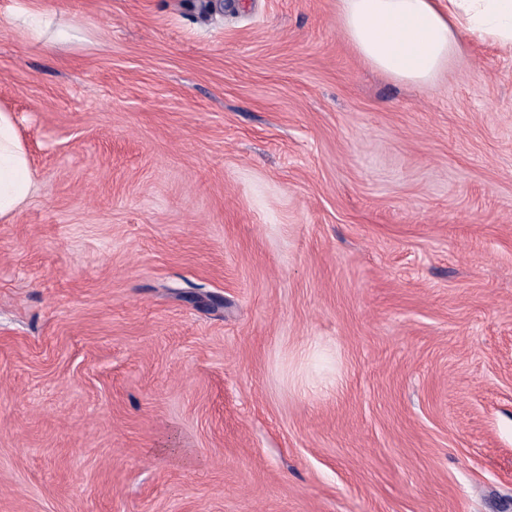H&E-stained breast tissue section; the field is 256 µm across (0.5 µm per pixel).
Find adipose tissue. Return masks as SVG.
Wrapping results in <instances>:
<instances>
[{
  "instance_id": "ef3b65f1",
  "label": "adipose tissue",
  "mask_w": 512,
  "mask_h": 512,
  "mask_svg": "<svg viewBox=\"0 0 512 512\" xmlns=\"http://www.w3.org/2000/svg\"><path fill=\"white\" fill-rule=\"evenodd\" d=\"M33 41L46 33L55 40L69 37L53 29V19L25 0L10 11ZM341 21L350 40L373 67L415 85L427 84L448 62L458 30L512 47V0H341ZM28 150L14 116L0 108V220L12 217L34 192Z\"/></svg>"
}]
</instances>
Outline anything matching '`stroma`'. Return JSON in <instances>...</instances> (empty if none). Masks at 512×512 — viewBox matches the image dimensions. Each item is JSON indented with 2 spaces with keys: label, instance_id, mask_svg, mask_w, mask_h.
I'll list each match as a JSON object with an SVG mask.
<instances>
[{
  "label": "stroma",
  "instance_id": "1",
  "mask_svg": "<svg viewBox=\"0 0 512 512\" xmlns=\"http://www.w3.org/2000/svg\"><path fill=\"white\" fill-rule=\"evenodd\" d=\"M0 0V512H512V49L425 86L339 0ZM9 17L12 23L21 24L30 39L36 42L44 38L53 23L50 14L25 2L12 7ZM34 191L29 153L13 113L0 108V220L12 217Z\"/></svg>",
  "mask_w": 512,
  "mask_h": 512
}]
</instances>
